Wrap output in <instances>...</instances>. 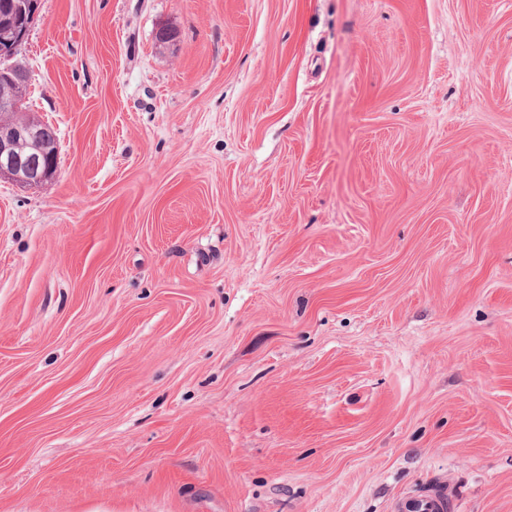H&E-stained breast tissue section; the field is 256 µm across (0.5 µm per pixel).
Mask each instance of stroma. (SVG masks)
Segmentation results:
<instances>
[{"instance_id":"obj_1","label":"stroma","mask_w":512,"mask_h":512,"mask_svg":"<svg viewBox=\"0 0 512 512\" xmlns=\"http://www.w3.org/2000/svg\"><path fill=\"white\" fill-rule=\"evenodd\" d=\"M0 179V512H512V0H40ZM15 140L0 141V178H8L29 188H37L48 182L57 172L55 165H43L37 155L23 158L15 151Z\"/></svg>"}]
</instances>
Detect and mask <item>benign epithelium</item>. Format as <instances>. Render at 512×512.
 Wrapping results in <instances>:
<instances>
[{
	"mask_svg": "<svg viewBox=\"0 0 512 512\" xmlns=\"http://www.w3.org/2000/svg\"><path fill=\"white\" fill-rule=\"evenodd\" d=\"M38 11L22 24L5 25L0 28V73L5 75L11 71L8 61L18 52L27 39ZM41 121L33 118L17 129L13 138L0 141V178H8L24 187L37 188L48 182L57 172L54 165L40 163L38 156L22 157L15 151V142L25 141L35 147L40 139Z\"/></svg>",
	"mask_w": 512,
	"mask_h": 512,
	"instance_id": "7a95c632",
	"label": "benign epithelium"
}]
</instances>
